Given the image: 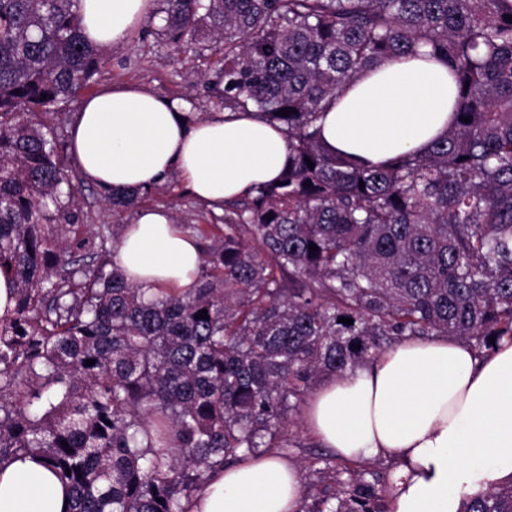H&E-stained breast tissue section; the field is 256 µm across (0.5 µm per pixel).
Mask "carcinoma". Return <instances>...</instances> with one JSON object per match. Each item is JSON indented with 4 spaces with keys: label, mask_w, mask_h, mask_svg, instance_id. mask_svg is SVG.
Listing matches in <instances>:
<instances>
[{
    "label": "carcinoma",
    "mask_w": 512,
    "mask_h": 512,
    "mask_svg": "<svg viewBox=\"0 0 512 512\" xmlns=\"http://www.w3.org/2000/svg\"><path fill=\"white\" fill-rule=\"evenodd\" d=\"M163 3L157 35L218 51L219 102L281 125L289 161L280 184L224 203L223 224L189 225L197 288L147 297L105 271L106 238L67 243L84 186L48 118L104 64L80 0H0V466L40 458L72 512H185L204 475L274 447L322 378L405 337L479 352L512 336V0ZM419 55L456 85L448 132L382 165L329 152L317 122L339 91ZM323 462L333 483L302 512H388L378 473ZM460 512H512V478Z\"/></svg>",
    "instance_id": "carcinoma-1"
}]
</instances>
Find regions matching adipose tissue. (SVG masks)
<instances>
[{
  "label": "adipose tissue",
  "mask_w": 512,
  "mask_h": 512,
  "mask_svg": "<svg viewBox=\"0 0 512 512\" xmlns=\"http://www.w3.org/2000/svg\"><path fill=\"white\" fill-rule=\"evenodd\" d=\"M154 0H81L93 46L127 41ZM457 95L442 62L388 60L363 73L319 121L327 148L373 164L428 147L452 121ZM79 175L102 193L150 187L179 172L192 193L225 200L277 178L288 163L283 128L256 112L189 119L182 100L138 85L88 97L70 129ZM201 250L171 211L146 208L128 225L114 264L147 292L186 293ZM306 424L347 461L391 456V512H460L464 494L512 478V338L486 354L446 336L403 339L369 365L332 375L308 397ZM296 467L270 454H241L213 472L187 512H300ZM67 488L50 468L16 459L0 467V512H69Z\"/></svg>",
  "instance_id": "adipose-tissue-1"
}]
</instances>
